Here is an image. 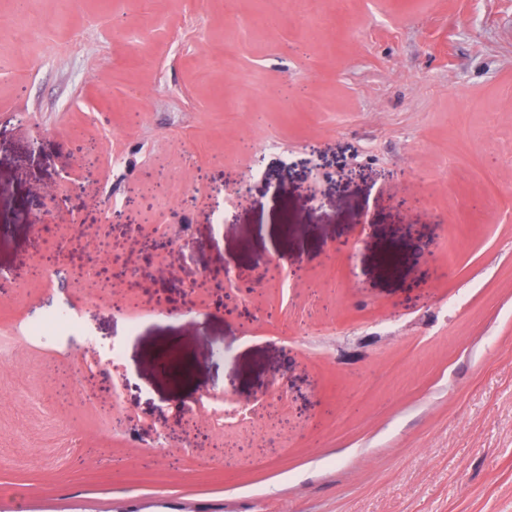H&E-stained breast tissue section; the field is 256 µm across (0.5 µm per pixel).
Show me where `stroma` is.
<instances>
[{
  "label": "stroma",
  "mask_w": 512,
  "mask_h": 512,
  "mask_svg": "<svg viewBox=\"0 0 512 512\" xmlns=\"http://www.w3.org/2000/svg\"><path fill=\"white\" fill-rule=\"evenodd\" d=\"M11 10L0 512H512V0H27L30 34ZM285 80L305 92L275 94ZM215 189L232 201L219 227ZM62 193L54 235L99 267L108 208L151 201L149 247H125L136 307L119 286L95 306L98 285L27 278L43 262L29 218ZM268 255L280 277L230 287ZM59 300L87 337L29 338ZM88 339L123 351L90 382L74 365ZM172 347L176 378L154 367ZM229 381L256 415L241 447L277 449L231 470L184 410ZM111 403L121 428L97 411ZM184 422L193 445L150 449Z\"/></svg>",
  "instance_id": "obj_1"
}]
</instances>
